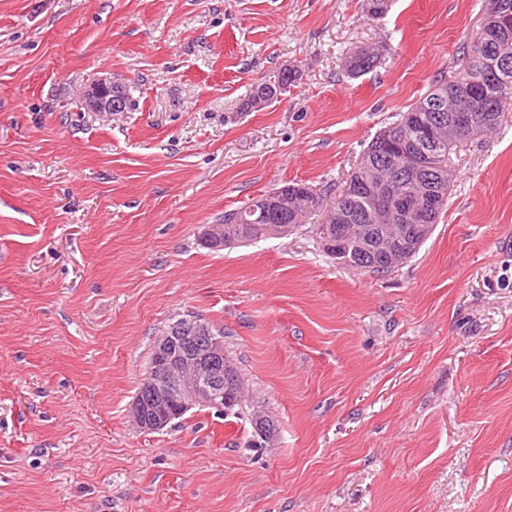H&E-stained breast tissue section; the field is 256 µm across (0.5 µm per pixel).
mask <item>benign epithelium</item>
Segmentation results:
<instances>
[{"label": "benign epithelium", "instance_id": "7a95c632", "mask_svg": "<svg viewBox=\"0 0 512 512\" xmlns=\"http://www.w3.org/2000/svg\"><path fill=\"white\" fill-rule=\"evenodd\" d=\"M485 79L483 75L468 76L459 84L448 89V100L457 96L472 99L473 111L458 112L450 122L459 130L476 132L472 118L479 120L483 127L493 122L494 116L484 107L479 95L472 86ZM121 98L120 88L107 78L91 81L85 88L83 100L95 112L112 113L121 110L117 99ZM415 136L428 147L439 145L436 137L435 121H422L415 124ZM422 172L433 173L443 180L442 170L434 163L433 152L421 151L404 165L401 180L411 183ZM368 199L382 210H406L415 223L410 225L402 241L382 256L389 264H400L406 257L408 248L422 237L427 236L432 225L423 223L426 214L433 206L434 197L418 201L412 205L403 198L394 197L382 185L372 182L368 185ZM295 229L293 224H252L251 233H268L286 236ZM155 360L139 384V392L130 406V413L137 426L150 432L161 431L169 424V411L185 413L195 406H208L221 409L224 406V385L234 377V366L224 353V337L214 333L200 320L176 322L157 337L154 345ZM254 428L269 442L278 434L277 421L267 415L253 418Z\"/></svg>", "mask_w": 512, "mask_h": 512}]
</instances>
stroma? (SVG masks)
<instances>
[{
	"label": "stroma",
	"instance_id": "35a3bbf8",
	"mask_svg": "<svg viewBox=\"0 0 512 512\" xmlns=\"http://www.w3.org/2000/svg\"><path fill=\"white\" fill-rule=\"evenodd\" d=\"M484 0H0V512H512V103L384 275L315 228ZM381 47L359 78L357 46ZM292 66L276 101L254 83ZM105 77L133 106L86 111ZM323 209L224 249L283 184ZM201 318L247 399L144 432L154 341ZM274 415L276 442L254 432ZM378 57L375 47H360L345 57L342 67L349 78H357L372 69ZM298 70L294 68H285L277 76L274 83H261L252 88L250 95L243 104V110L262 109L268 102L283 94L279 88L292 85L298 78ZM282 190L288 191V198L292 200L294 210H282L280 211L281 216H279L278 210L273 211L257 204L258 199H255L244 210L225 211L224 226H222L220 232L209 234L206 242L212 247L223 248L224 244L227 243L224 236L228 241L248 239L247 236L243 237L241 235V229L246 224H250V231L254 235L268 233L286 236L290 234L297 224H302L305 216L318 208L321 191L316 186L307 183L291 182L274 188L262 196Z\"/></svg>",
	"mask_w": 512,
	"mask_h": 512
}]
</instances>
